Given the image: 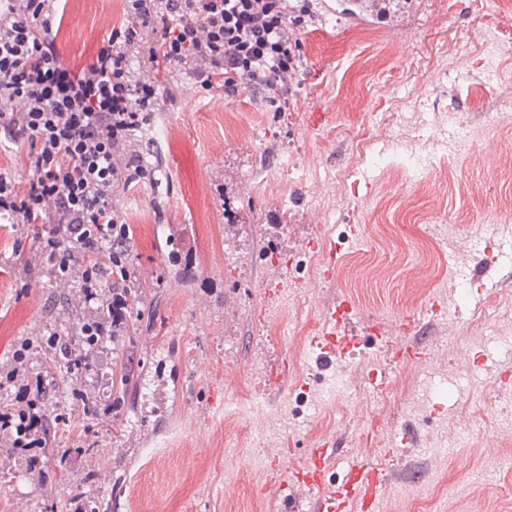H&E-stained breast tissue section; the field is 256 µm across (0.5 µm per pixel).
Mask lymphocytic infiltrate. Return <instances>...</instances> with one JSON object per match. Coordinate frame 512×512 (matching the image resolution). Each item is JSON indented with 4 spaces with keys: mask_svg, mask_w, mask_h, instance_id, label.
Instances as JSON below:
<instances>
[{
    "mask_svg": "<svg viewBox=\"0 0 512 512\" xmlns=\"http://www.w3.org/2000/svg\"><path fill=\"white\" fill-rule=\"evenodd\" d=\"M62 2L0 0V138L28 144L20 153L27 181L0 172V220L38 225L34 246L22 256L25 268L75 284L80 303L102 312L44 344L62 355L77 399L93 353L127 321L133 229L112 200L147 173L130 147L157 100L156 88L136 78L129 47L192 72L206 89L219 83L229 95L244 78L282 96L296 66L292 41L300 19L291 0H126L127 24L73 69L52 33ZM31 347L21 343L0 381V390L14 389L11 404L0 406V444L11 448L48 442L37 403L46 382L27 368Z\"/></svg>",
    "mask_w": 512,
    "mask_h": 512,
    "instance_id": "1",
    "label": "lymphocytic infiltrate"
}]
</instances>
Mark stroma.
Here are the masks:
<instances>
[{"label": "stroma", "mask_w": 512, "mask_h": 512, "mask_svg": "<svg viewBox=\"0 0 512 512\" xmlns=\"http://www.w3.org/2000/svg\"><path fill=\"white\" fill-rule=\"evenodd\" d=\"M296 30L298 69L286 100L265 101L242 80L232 95L135 55L137 78L155 86L156 139L138 141L154 182L114 201L135 228L127 265L137 293L126 328L91 362L85 391L113 404L83 429L67 385L41 405L52 429L41 470L0 447V512H62L75 489L107 512H281L279 483L263 470L281 460L289 480L306 451L335 441L331 475L347 461L398 451L379 512H512V346H496L471 319L499 303L496 329L512 336V267L485 255L486 225L512 219V0H312ZM127 19L124 0H69L57 35L63 61L88 62ZM501 48L496 75L486 41ZM496 114L487 122V114ZM470 153L439 156L423 181L389 164L394 143L437 152L454 122ZM361 227L348 237L349 225ZM184 233L193 250L173 249ZM335 244L333 279L303 272L312 241ZM27 225L0 223V373L27 338L71 325L73 285L25 268ZM485 296H475V289ZM350 301L358 344L333 360L314 339L322 314ZM432 350L428 364L370 350V328ZM141 385L116 401L101 379L119 359ZM286 382H278L281 364ZM390 401L376 402V374ZM342 378L329 402L309 403L300 429L284 409L302 385ZM441 387L422 409L423 381ZM265 410L236 413L257 383ZM416 447L402 444L406 430ZM95 456H88V449ZM69 458L61 480L58 456ZM98 472L85 480L88 469ZM52 481L44 495L42 480Z\"/></svg>", "instance_id": "1"}]
</instances>
